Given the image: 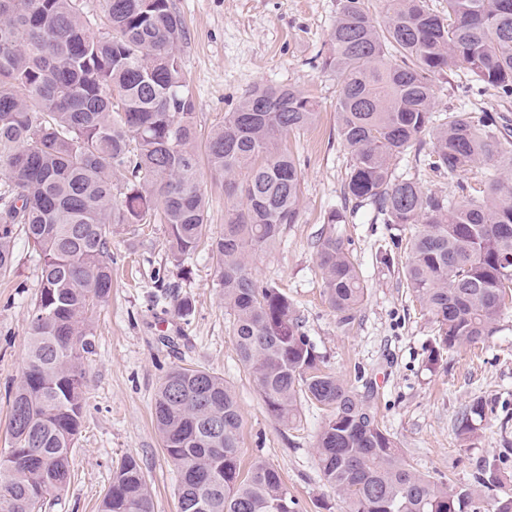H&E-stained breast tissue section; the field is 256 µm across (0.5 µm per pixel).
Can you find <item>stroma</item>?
<instances>
[{
  "mask_svg": "<svg viewBox=\"0 0 512 512\" xmlns=\"http://www.w3.org/2000/svg\"><path fill=\"white\" fill-rule=\"evenodd\" d=\"M185 36L179 44L183 69L196 98L199 139L224 122L240 98L261 84L300 89L319 104L315 125L288 137L300 160L298 223L252 261L253 279L278 288L294 303L306 334L335 373L372 408L413 466L456 487L471 483L477 462L496 461L512 476V306L485 341L430 358L436 331L401 282L405 249L392 266L378 260L393 235L370 204L345 200L342 186L351 164L336 126V79L317 68L328 48L339 0H172ZM487 112L512 124V97L479 85L464 70L437 86L436 109ZM394 173L411 177L428 193L453 195L457 179L433 171L424 152L412 149ZM345 221L336 233L357 264L366 288L361 309L347 322L329 307L317 262L319 238L329 211ZM10 274L0 276V452L8 448L7 390L21 378L28 351L32 303L40 287V260L17 239ZM169 288L156 305L158 286ZM189 298L190 316L175 314L177 299ZM214 261L199 251L174 264L165 225L123 226L112 234V291L93 317L96 346L86 361V412L75 440L69 485L46 512H99L121 461L140 463L154 494L155 512H178L177 474L154 426L152 404L170 367L199 366L224 378L242 415L243 462L262 458L282 475L301 512H346L342 497L323 481L316 456L327 413L303 402L294 424L283 425L266 410L256 382L242 365L230 334ZM481 400L485 418L468 440L457 423L467 406Z\"/></svg>",
  "mask_w": 512,
  "mask_h": 512,
  "instance_id": "obj_1",
  "label": "stroma"
}]
</instances>
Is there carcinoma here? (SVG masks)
I'll use <instances>...</instances> for the list:
<instances>
[{
	"mask_svg": "<svg viewBox=\"0 0 512 512\" xmlns=\"http://www.w3.org/2000/svg\"><path fill=\"white\" fill-rule=\"evenodd\" d=\"M103 2L110 34L88 25L77 0H0V275L20 235L41 261L27 363L9 395L0 512H39L71 479L114 229L166 225L178 264L206 237L196 102L178 53L183 19L170 0ZM447 2L439 16L425 0H391L377 18L364 0H340L319 65L336 77L338 136L352 155L343 194L375 204L387 224L418 227L406 287L450 350L492 335L512 294V131L489 115L435 111L436 87L463 69L512 96V0ZM318 118L305 92L258 85L208 138L211 169L247 200H227L224 234L208 241L239 360L279 422L294 423L304 400L328 411L318 467L347 512H512L493 462L460 487L419 472L355 390L322 368L288 297L252 278V257L299 217L300 170L279 143ZM426 143L432 168L450 178L489 168L497 177L484 190L457 184L456 198L395 178L393 163ZM317 261L329 306L351 320L365 289L335 230L320 237ZM484 412L481 400L467 407L458 436L469 438ZM153 415L178 474L179 512H298L269 463L243 466L240 408L223 378L172 368ZM102 512H154L135 458L116 469Z\"/></svg>",
	"mask_w": 512,
	"mask_h": 512,
	"instance_id": "cac0c4a2",
	"label": "carcinoma"
}]
</instances>
